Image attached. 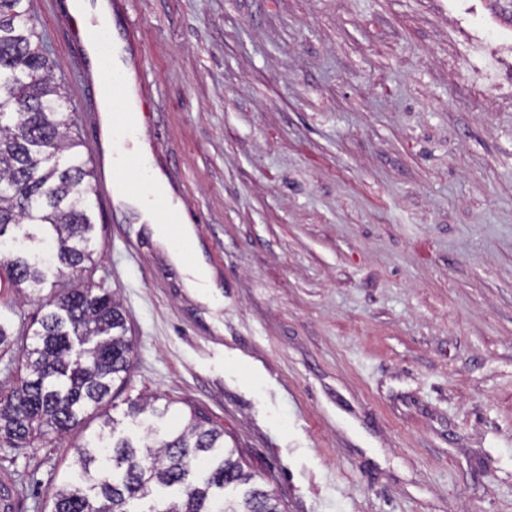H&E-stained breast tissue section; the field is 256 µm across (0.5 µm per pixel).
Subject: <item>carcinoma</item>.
I'll use <instances>...</instances> for the list:
<instances>
[{"mask_svg": "<svg viewBox=\"0 0 512 512\" xmlns=\"http://www.w3.org/2000/svg\"><path fill=\"white\" fill-rule=\"evenodd\" d=\"M29 0H0V281L20 291L70 279L47 299L32 343L15 359L16 380L0 390V439L31 447L63 435L129 380L134 345L112 292L77 278L98 254L92 170L69 134L66 96L36 32ZM10 318L0 315V358L12 349ZM139 444L114 439L112 417L79 447L73 469L53 490L50 512H134L154 488L179 497L160 512H279L277 499L251 484L238 449L195 411L181 428L149 425ZM249 486L239 498L217 492Z\"/></svg>", "mask_w": 512, "mask_h": 512, "instance_id": "obj_1", "label": "carcinoma"}]
</instances>
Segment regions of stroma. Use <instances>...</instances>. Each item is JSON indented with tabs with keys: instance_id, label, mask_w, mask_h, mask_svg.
<instances>
[{
	"instance_id": "stroma-1",
	"label": "stroma",
	"mask_w": 512,
	"mask_h": 512,
	"mask_svg": "<svg viewBox=\"0 0 512 512\" xmlns=\"http://www.w3.org/2000/svg\"><path fill=\"white\" fill-rule=\"evenodd\" d=\"M152 163L216 304L134 211L93 212L83 276L134 342L116 437L195 410L281 512H512V26L489 0H120ZM73 137L80 22L30 0ZM99 429L0 446V512Z\"/></svg>"
}]
</instances>
